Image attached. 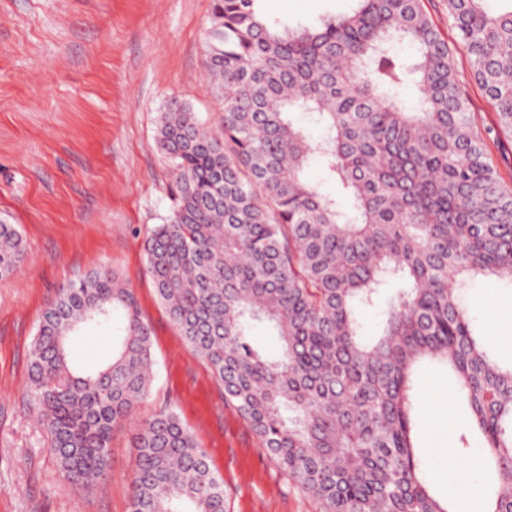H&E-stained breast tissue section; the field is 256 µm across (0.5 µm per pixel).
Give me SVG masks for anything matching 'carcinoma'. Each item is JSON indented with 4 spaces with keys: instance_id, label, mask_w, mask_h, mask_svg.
Masks as SVG:
<instances>
[{
    "instance_id": "1",
    "label": "carcinoma",
    "mask_w": 512,
    "mask_h": 512,
    "mask_svg": "<svg viewBox=\"0 0 512 512\" xmlns=\"http://www.w3.org/2000/svg\"><path fill=\"white\" fill-rule=\"evenodd\" d=\"M205 67L223 129L182 102L161 113L173 206L145 240L157 298L224 399L319 512H456L438 496L415 439L417 368L446 365L482 440L491 512H512V363L472 323L458 290L512 282V188L488 160L454 54L424 0H353L351 11L278 29L259 0H212ZM446 0L475 82L512 133V10ZM407 42L411 57L392 51ZM413 88L407 108L398 90ZM318 112L314 140L294 119ZM313 159L323 179L304 177ZM26 259L0 223V277ZM377 335L363 315L383 290ZM265 324L282 352L253 346ZM105 329L112 357L77 372L75 333ZM149 326L106 267L58 291L29 354L33 398L62 474L108 476L114 431L149 393ZM129 512H228L224 482L177 412L136 426Z\"/></svg>"
}]
</instances>
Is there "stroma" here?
Listing matches in <instances>:
<instances>
[{
    "label": "stroma",
    "mask_w": 512,
    "mask_h": 512,
    "mask_svg": "<svg viewBox=\"0 0 512 512\" xmlns=\"http://www.w3.org/2000/svg\"><path fill=\"white\" fill-rule=\"evenodd\" d=\"M212 0H0V221L16 225L26 260L0 278V512H129L130 427L112 437L110 474L90 485L61 473L38 423L29 352L57 291L105 265L132 288L152 331L155 378L145 419L172 406L224 481L230 512H317L224 399L207 362L158 300L144 240L172 206L173 170L157 144L159 116L188 104L221 134L223 102L205 75ZM348 0H262L283 23H314ZM471 117L512 187V137L454 56ZM474 324L512 320V284L464 291Z\"/></svg>",
    "instance_id": "obj_1"
}]
</instances>
